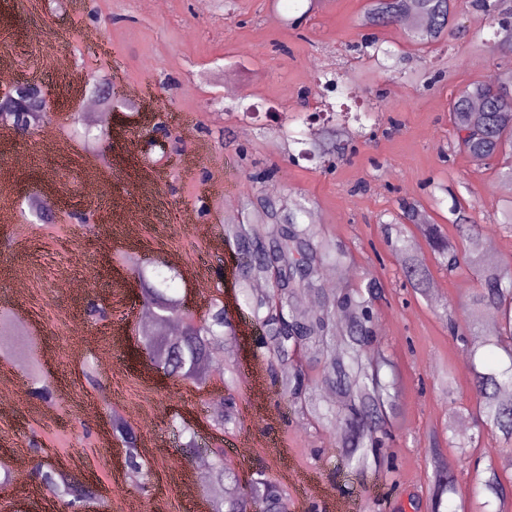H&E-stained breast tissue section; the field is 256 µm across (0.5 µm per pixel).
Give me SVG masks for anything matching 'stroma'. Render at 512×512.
Masks as SVG:
<instances>
[{
    "label": "stroma",
    "instance_id": "obj_1",
    "mask_svg": "<svg viewBox=\"0 0 512 512\" xmlns=\"http://www.w3.org/2000/svg\"><path fill=\"white\" fill-rule=\"evenodd\" d=\"M11 15L0 25V58L16 62L17 77L44 83L70 113L82 98L99 95L96 79L148 87L165 114L172 136L152 148L102 135L87 146L71 121L49 116L30 133L0 129V314H23L14 341L29 356L54 363L42 373L52 395L18 397L0 412V472L12 449H26L31 462L66 467L80 482L111 483V496L90 512H210L212 495L200 482L184 484L197 456L186 454L172 418L191 424L198 440L211 443L205 403L209 391L176 379H158L138 355L142 329L139 282L126 259L147 256L175 268L173 292L205 306L222 285L224 306L236 329L234 394L238 427L224 437V462L240 476L263 469L288 492L289 512H433L428 437L445 435L448 422L465 423L452 445L442 448L449 474L495 469L512 480V442L479 434L471 388V359L448 332V317L475 285L471 270L448 274L436 267L416 227L407 235L431 266L440 296H420L402 287L398 249L378 227L400 198L419 200L431 223L449 237L457 232L451 200L437 184L466 180L479 201L475 214L494 240L490 261L512 264V232L493 224L505 196L497 167H483L464 152L444 160L452 135L448 101L456 91L484 80L494 64L473 52L470 38L489 36L475 27L469 0L457 11L466 33L451 39L456 58L448 77L431 87L368 76L358 94L378 104L401 127L373 141L356 140V152L324 168L320 159L292 162L301 144H284L269 129L322 103L340 105L338 94L318 88L325 70L345 71L346 48L362 32L369 0H234L224 12L217 0H166L161 11L142 0H6ZM303 16L299 29L288 18ZM380 38L420 69L444 53L411 43L393 24ZM249 113L234 111L235 103ZM273 167L262 192L307 201L305 223L341 241L349 256L343 288L379 279L386 298L375 317L377 346L394 363L400 397L389 451L396 471L347 474L338 468L336 430L299 419L269 376V359L254 346L256 327L235 286L232 245L210 247L224 235V212L206 184L220 182L235 202L252 193L246 174ZM190 210L194 223L180 222ZM105 301L108 314L92 320L91 301ZM454 374L445 395L443 371ZM119 413L136 429L138 448L150 469L140 490L128 480L112 442L110 417Z\"/></svg>",
    "mask_w": 512,
    "mask_h": 512
}]
</instances>
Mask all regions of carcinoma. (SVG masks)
Instances as JSON below:
<instances>
[{"label":"carcinoma","mask_w":512,"mask_h":512,"mask_svg":"<svg viewBox=\"0 0 512 512\" xmlns=\"http://www.w3.org/2000/svg\"><path fill=\"white\" fill-rule=\"evenodd\" d=\"M471 7L486 15L497 26L494 39H478L472 48L489 51L501 77L494 83L473 82L454 94L448 103L449 122L453 130V146L467 153L480 165H492L501 158L512 157V30L498 25L499 0H471ZM410 14L413 26L410 40L419 46L447 44L448 36L459 27L456 0H370L361 26L370 33L350 45V56L366 65L368 71L388 72L404 81H414L420 73L398 67L395 54L377 31L389 26L397 17ZM365 73L355 78L361 80ZM353 78V79H355ZM353 79L338 72H321L318 85L357 102ZM319 121L336 149L344 157L353 137L390 136L400 129L393 117L376 113V108L356 112L345 105L339 112L320 110L310 115ZM28 133L37 127L29 112H6L0 121ZM359 123L353 131L346 122ZM439 189L452 198L451 213L460 240L459 247L444 235L438 224L428 222L422 205L402 199L398 212L383 222L385 234H396L400 246L401 264L406 284L414 292L425 294L430 280L429 266L412 255L413 247L405 244L403 226L416 225L427 240L436 261L448 273L465 265L476 272V287L458 316L448 322V330L456 341L474 357L487 347L501 349L508 364L499 368H470L472 390L478 407L476 417L479 432L512 441V265L490 264L482 252L483 225L472 223L469 211L477 201L457 195L447 185ZM247 224H230L228 236L238 248L237 280L246 307L260 329L257 348L264 350L274 365L283 369L286 382L283 392L294 413L317 421L337 425L336 447L339 448V468L347 472L363 471L374 466L384 473L392 472L379 436L389 429L390 418L396 413L397 391L394 380L381 375L386 362L378 360L373 327L374 306L382 299L383 285L370 280L365 286L348 288L331 294L324 288L322 269L340 266L348 252L340 244L322 238L315 225L306 224L303 203L293 204L276 195L256 192L248 199ZM264 280L269 288L256 292L250 288L254 280ZM170 278L158 275L157 282L140 278L144 305L160 312L157 319L167 321L180 317L179 299L169 293ZM303 292L315 293L318 305L302 308L298 297ZM485 313L496 316L495 324L484 325ZM234 328L224 308V302L214 298L200 324L186 319L179 335L171 338L144 333L137 341L138 351L146 352L150 363L159 372L174 379L204 385L210 379L204 366L224 356L234 340ZM32 382H40L36 363L23 347L12 346ZM319 369L318 383L336 393V400L321 404L309 370ZM210 421L224 428L237 423L234 401H215L208 405ZM112 431L122 439L128 450V474L135 487L145 489L149 469L138 451V439L127 420L112 414ZM211 462L204 476L207 486L226 490L222 498L213 501L212 512H249L256 503L261 512H288V495L264 473L241 483L235 473L224 467V453L209 450ZM44 487L56 498L74 508L79 503L95 500L88 489L74 484L54 469L35 468ZM434 509H440L445 494L459 492L456 479L448 477L440 467L433 472ZM474 494H484L483 512H491L492 500L509 495L499 475L491 471L485 478L475 477Z\"/></svg>","instance_id":"cac0c4a2"}]
</instances>
